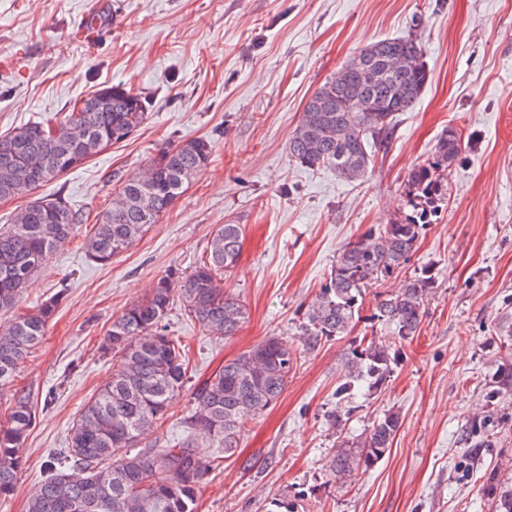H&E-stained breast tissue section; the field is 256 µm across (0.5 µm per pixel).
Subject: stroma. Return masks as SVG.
<instances>
[{
    "mask_svg": "<svg viewBox=\"0 0 512 512\" xmlns=\"http://www.w3.org/2000/svg\"><path fill=\"white\" fill-rule=\"evenodd\" d=\"M408 35L422 43L429 81L363 179L295 162L288 143L312 94L367 44ZM119 83L146 96V123L47 185L0 200V225L48 195L93 219L112 199L113 176L136 177L158 149L205 137L213 155L112 263L86 257L83 224L25 289L21 313L55 293L63 299L16 372L36 419L0 512H26L74 420L111 377L102 343L113 319L159 278L189 273L230 220L244 236L224 289L249 320L218 341L172 309L190 381L153 435L163 447L193 436L215 457L198 512H491L494 487L512 484V0H0L1 134ZM451 127L465 149L448 201L407 265L369 289L364 320L299 353L286 391L248 424L233 457L190 433L198 385L265 337L297 344L299 320L339 252L409 212L408 175ZM423 269L436 286L419 333L393 339L370 321L377 297ZM372 330L396 361L380 392L355 388L345 431L360 437L389 410L401 426L390 452L341 486L326 472L335 441L326 420L345 352Z\"/></svg>",
    "mask_w": 512,
    "mask_h": 512,
    "instance_id": "stroma-1",
    "label": "stroma"
}]
</instances>
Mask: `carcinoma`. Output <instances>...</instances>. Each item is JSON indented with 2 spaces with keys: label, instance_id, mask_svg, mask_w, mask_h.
Wrapping results in <instances>:
<instances>
[{
  "label": "carcinoma",
  "instance_id": "cac0c4a2",
  "mask_svg": "<svg viewBox=\"0 0 512 512\" xmlns=\"http://www.w3.org/2000/svg\"><path fill=\"white\" fill-rule=\"evenodd\" d=\"M428 81L417 38H384L366 46L307 101L289 141L291 157L310 169H331L347 182L362 179L375 148L392 135L397 115L412 111ZM147 119L141 92L112 85L75 102L59 120L27 123L0 135V200L81 166L103 146L126 141ZM463 149L461 136L448 129L432 157L407 178L412 213L367 233L337 255L299 321L304 351L346 336L361 320L367 290L406 264L432 216L448 201V175ZM212 153L209 139H191L159 149L141 178L115 181L109 208L85 239L88 258L108 264L131 248L172 208ZM82 221L60 197L37 198L13 214L0 229V313L15 308L29 281ZM241 247L242 225H220L207 242L205 260L193 271L160 278L146 299L112 321L105 337L112 376L73 424L67 448L29 496L27 512H197V493L214 460L189 437L168 448L147 441L188 382L185 348L170 334L167 316L177 301L203 335L216 340L237 335L248 312L224 293V274L237 265ZM434 285L433 272L414 273L396 291L378 297L371 319L394 325L399 340L412 338ZM58 302L54 296L0 329V393H11L13 400L0 425V496L17 482L35 419L29 393L12 389L14 374L45 336ZM297 355L294 345L269 336L224 362L198 387L189 429L209 436L224 448V457L233 456L250 421L284 393ZM394 360L374 336L354 341L345 356L339 401L360 383L374 390L385 386ZM351 413L349 407L343 415H327L336 436L327 472L341 485L386 456L401 424L399 413L388 411L355 439L343 434V416Z\"/></svg>",
  "mask_w": 512,
  "mask_h": 512
}]
</instances>
